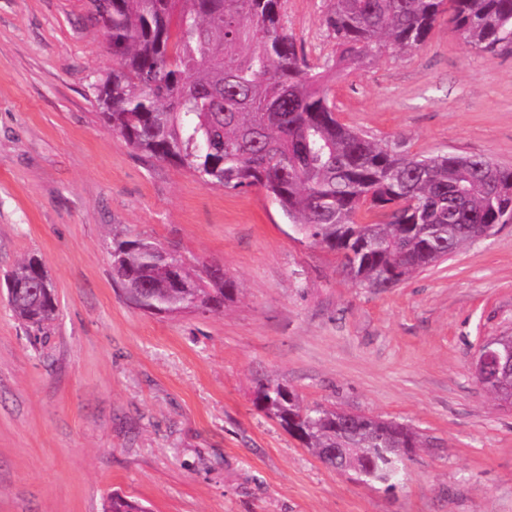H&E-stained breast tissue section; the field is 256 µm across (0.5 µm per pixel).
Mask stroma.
Masks as SVG:
<instances>
[{"label": "stroma", "instance_id": "35a3bbf8", "mask_svg": "<svg viewBox=\"0 0 512 512\" xmlns=\"http://www.w3.org/2000/svg\"><path fill=\"white\" fill-rule=\"evenodd\" d=\"M327 0H285L316 69L336 55ZM88 0H0V512H512V408L473 373L512 335V224L390 288L298 240L265 192L203 184L104 121L112 68ZM339 121L417 155L512 167V55L447 20L414 52L329 80ZM147 238L238 294L151 314L112 279V243ZM42 259L59 313L38 338L3 280ZM274 380L305 404L394 420L421 446L394 489L329 468L257 406Z\"/></svg>", "mask_w": 512, "mask_h": 512}]
</instances>
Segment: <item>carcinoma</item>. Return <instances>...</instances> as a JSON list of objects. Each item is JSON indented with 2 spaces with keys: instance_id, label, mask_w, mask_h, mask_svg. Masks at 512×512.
Masks as SVG:
<instances>
[{
  "instance_id": "carcinoma-1",
  "label": "carcinoma",
  "mask_w": 512,
  "mask_h": 512,
  "mask_svg": "<svg viewBox=\"0 0 512 512\" xmlns=\"http://www.w3.org/2000/svg\"><path fill=\"white\" fill-rule=\"evenodd\" d=\"M327 29L339 55L330 68L363 64L387 49L416 51L444 16L471 48L512 51V0H329ZM115 59L96 84L105 120L144 155L218 188H260L302 239L341 259L343 272L390 288L477 240L481 224L512 223V169L479 155L401 153L341 123L324 75L288 35L283 0H89ZM20 260L8 303L42 328L57 312L54 289ZM127 301L175 314L219 309L237 283L203 280L148 239L112 246ZM257 405L312 453L355 448L354 474L393 487L399 448L418 441L402 423L307 408L268 380ZM106 512H145L117 493Z\"/></svg>"
}]
</instances>
